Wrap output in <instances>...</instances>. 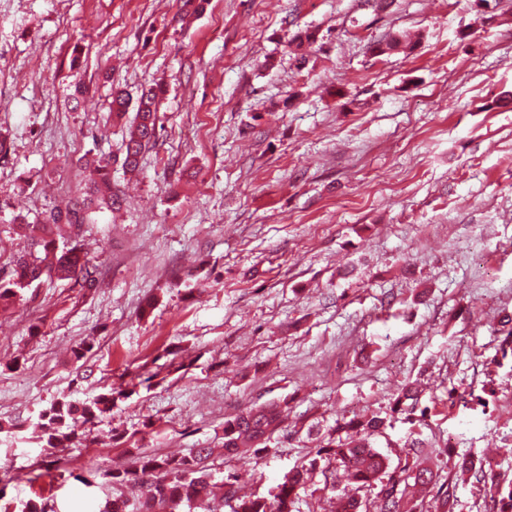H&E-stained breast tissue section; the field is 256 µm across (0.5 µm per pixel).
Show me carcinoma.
<instances>
[{
	"mask_svg": "<svg viewBox=\"0 0 512 512\" xmlns=\"http://www.w3.org/2000/svg\"><path fill=\"white\" fill-rule=\"evenodd\" d=\"M157 98L152 88L142 91L135 100L120 87L112 90L113 113L122 116L131 106L135 110L122 158V166L128 171L139 168L141 155L155 142ZM83 166L88 176L81 198L67 213L52 211L42 224L20 225L27 246L13 258L8 275L0 276L1 308L10 307L24 289L47 279L68 281L83 290L98 288V268L84 253L80 237L91 207L113 209L119 200L112 193L111 160H86ZM60 239L69 246L59 248ZM129 396L131 393L120 389L100 393L88 403L64 398L53 401L39 414L49 445L71 448L86 444L91 435L89 425L111 411L116 400ZM494 396L491 387L483 388L480 394L448 390V402L465 407L476 404L486 408ZM417 406L418 390L407 384L394 399L391 412L403 415L415 427L425 418V411H417ZM287 409L288 399L284 398L225 420L222 448H195L182 456L139 454L133 469L104 472L102 477L112 487V498L105 502L103 512H175L182 505L186 506L185 512H224L226 507L229 512H295L300 496H313L317 484H322L324 491H335L341 472L350 480L351 493L336 498V512H363L358 493L377 483L382 487L376 512H430L424 503L408 498L409 480L416 485L431 481L430 472L417 465L425 442L415 439L409 444L406 458L412 462L405 464L397 481H392L387 458L371 444V437L385 424V419L378 416L336 424V432L345 433V438H330L308 462L294 466L271 498L239 495L237 476L224 472V464L266 450L267 441L285 422ZM461 467L471 471L478 483L493 478L491 462L484 458L465 456ZM486 512H512V480L491 484Z\"/></svg>",
	"mask_w": 512,
	"mask_h": 512,
	"instance_id": "1",
	"label": "carcinoma"
}]
</instances>
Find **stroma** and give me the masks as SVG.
<instances>
[{
	"label": "stroma",
	"mask_w": 512,
	"mask_h": 512,
	"mask_svg": "<svg viewBox=\"0 0 512 512\" xmlns=\"http://www.w3.org/2000/svg\"><path fill=\"white\" fill-rule=\"evenodd\" d=\"M117 85L162 90L136 174ZM0 133V268L20 221L66 209L80 157L113 158L123 198L84 226L95 291L45 281L0 311L6 500L99 512L112 489L80 483L89 467L222 447L227 417L284 396L270 452L227 463L244 492L374 414L393 471L412 434L435 443L425 496L455 483L451 512L490 496L461 456L512 479V363L489 364L512 314V0H209L188 18L182 0H0ZM489 382L488 407L449 406ZM408 383L415 429L391 412ZM111 384L137 391L94 442L48 452L40 412Z\"/></svg>",
	"instance_id": "1"
}]
</instances>
